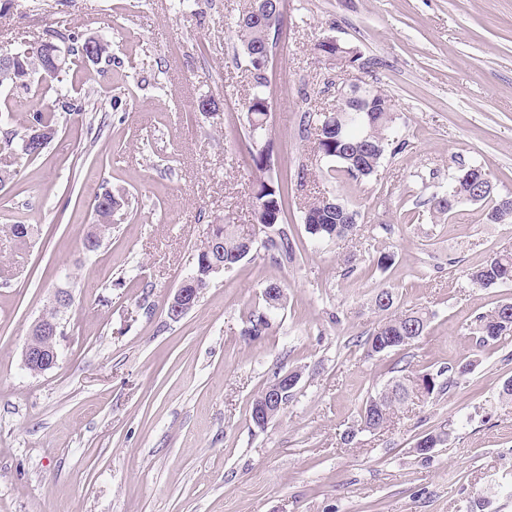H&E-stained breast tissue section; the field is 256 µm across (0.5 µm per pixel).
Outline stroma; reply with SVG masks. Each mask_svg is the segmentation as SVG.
<instances>
[{"instance_id":"35a3bbf8","label":"stroma","mask_w":512,"mask_h":512,"mask_svg":"<svg viewBox=\"0 0 512 512\" xmlns=\"http://www.w3.org/2000/svg\"><path fill=\"white\" fill-rule=\"evenodd\" d=\"M267 75L266 138L288 179L295 258L264 252L217 275L180 321L165 302L209 224H251L255 171L245 139L251 74L234 20L247 0H11L0 53L72 30L110 45L76 83L89 97L35 159L15 160L0 187V228L23 222L26 243L0 231V512H512V337L476 348L475 314L512 301V284L477 288L464 271L512 248V224L480 205L452 218L427 201L459 165L478 164L512 195V0H284ZM333 36L370 70L328 68L312 52ZM377 81L406 145L365 181L309 165L300 115L336 92ZM217 101L202 116V96ZM130 204L95 252L83 239L93 192ZM337 196L358 213L345 241L306 233L300 207ZM390 254L394 263L377 260ZM271 282L287 293L269 335L243 331ZM73 296L55 367L35 374L22 350L57 288ZM422 309L424 336L367 356L383 314ZM460 384L414 400L391 423L347 440L362 403L393 375L467 361ZM301 379L288 405L256 428L250 407L275 371ZM451 427L446 445L416 453Z\"/></svg>"}]
</instances>
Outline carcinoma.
Masks as SVG:
<instances>
[{
  "label": "carcinoma",
  "mask_w": 512,
  "mask_h": 512,
  "mask_svg": "<svg viewBox=\"0 0 512 512\" xmlns=\"http://www.w3.org/2000/svg\"><path fill=\"white\" fill-rule=\"evenodd\" d=\"M251 10L247 9L239 17L236 26L242 52L248 59V65L258 70V62L262 55L264 38L257 27V22L248 18ZM50 36L68 44L69 59L63 69L55 76L57 86H46L44 92L52 91L55 100L62 101V108L67 112L82 114L86 111L84 93L75 85H67L66 77L81 69L90 61V57L111 58L109 53L98 54L91 47L92 40L76 32L54 31ZM44 44L40 43L23 50L16 51L19 55L10 69L0 68V89L8 90L4 96L3 108L5 118L14 115L16 99L14 94L23 92L31 94L34 77L49 63V58L41 52ZM264 83L253 79L252 94L247 99V136L257 141L267 130L270 113L266 112L261 101ZM363 93L372 101L373 112H337L329 116L337 118L342 125L339 134L327 130L314 139V156L320 160L330 161L326 170L329 177L341 172L352 179H364L372 176L387 152L402 149L405 142L396 139L397 130L391 112L390 99L381 87L371 84L364 85ZM58 133V118L55 105H36L28 113L24 133L18 144H13L14 137H5L4 148L18 155L33 159L37 158L48 147ZM252 164L260 176L255 180L252 195L253 221L264 228L267 238L264 250L270 259L278 263L282 260L294 259V248L287 231L282 224L287 221L288 195L278 177L271 175L270 144L256 151H249ZM476 166L460 167L448 178V193L435 195L428 200L430 208L442 216H452L456 209L451 204L452 197L465 192L472 196L473 203L486 207V221L509 216L512 207V196L495 195L494 186L479 180L475 172ZM126 203L123 195L109 189L99 192L93 201L92 208L95 220L88 225L85 233V249L93 252L98 249L101 239L112 230V215ZM356 213L340 201L335 204L326 202L319 196L303 206L302 224L313 238L341 240L352 234L356 228ZM221 241L206 238L194 250L190 261L189 274L181 282V287L190 294L201 298L203 291L210 286L215 276L212 265L226 260L236 264L242 260L240 254L245 250L246 238L235 224L234 218L224 216L223 228L219 229ZM471 283L480 288L497 284L512 283V250L504 248L494 252L468 269ZM287 297L283 288L277 283L268 284L262 291V304L255 308L249 316L244 335L250 341H257L267 335L272 328V315L284 308ZM378 310L388 313L368 334L364 345L367 355L374 356L393 350H400L413 345L425 334L430 315L423 310H411L393 313L391 309L395 297L388 290L379 291L374 300ZM474 336L476 345L484 347L512 335V302H504L486 314H480L468 325ZM421 387L427 396L436 390V378L430 373H423L414 378L398 376L387 382L376 394L363 402L356 425V432H374L389 423L395 410L414 397V388Z\"/></svg>",
  "instance_id": "1"
}]
</instances>
